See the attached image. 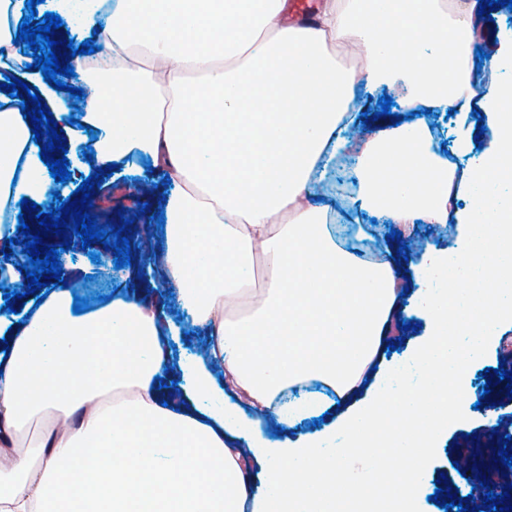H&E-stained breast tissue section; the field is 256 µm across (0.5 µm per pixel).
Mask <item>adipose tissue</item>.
<instances>
[{
	"mask_svg": "<svg viewBox=\"0 0 512 512\" xmlns=\"http://www.w3.org/2000/svg\"><path fill=\"white\" fill-rule=\"evenodd\" d=\"M474 0H324L288 25L287 0H87L114 84L85 91L100 163L134 151L184 185L167 207L165 275L213 339L207 361L180 362L190 404L169 402L175 324L134 292L73 311L78 268L23 326L0 320V512H343L366 494L348 463L387 480L373 512H416L426 465L457 420L449 394L475 404L471 367L512 324V52L472 84L482 34ZM358 45L360 71L333 49ZM147 58L149 67L138 64ZM395 90L413 121L365 140L356 85ZM495 114L481 153L470 133L450 154L422 110ZM31 127L0 95V197L43 200L51 180ZM359 151L367 206L394 224L461 230L410 268L428 322L406 356L408 383L358 390L401 305L395 270L353 214L318 204L336 160ZM466 159L463 168L448 155ZM262 286L257 303L229 305ZM224 363L216 379L208 361ZM274 417L270 438L255 419Z\"/></svg>",
	"mask_w": 512,
	"mask_h": 512,
	"instance_id": "obj_1",
	"label": "adipose tissue"
}]
</instances>
